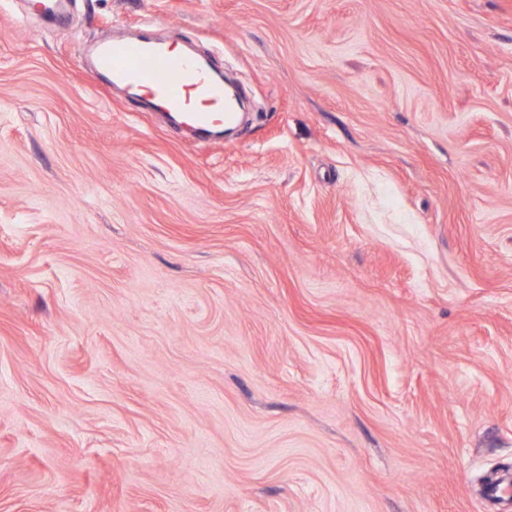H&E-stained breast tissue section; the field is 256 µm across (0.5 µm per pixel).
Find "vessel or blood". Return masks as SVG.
Returning <instances> with one entry per match:
<instances>
[{
  "mask_svg": "<svg viewBox=\"0 0 512 512\" xmlns=\"http://www.w3.org/2000/svg\"><path fill=\"white\" fill-rule=\"evenodd\" d=\"M92 76L173 114L203 135L220 133L236 119L237 106L227 101L224 82L207 61L173 52L146 30L125 38L100 37Z\"/></svg>",
  "mask_w": 512,
  "mask_h": 512,
  "instance_id": "1",
  "label": "vessel or blood"
}]
</instances>
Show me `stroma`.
<instances>
[{
  "label": "stroma",
  "instance_id": "1",
  "mask_svg": "<svg viewBox=\"0 0 512 512\" xmlns=\"http://www.w3.org/2000/svg\"><path fill=\"white\" fill-rule=\"evenodd\" d=\"M150 24L250 99L94 81ZM512 0H0V512H512Z\"/></svg>",
  "mask_w": 512,
  "mask_h": 512
}]
</instances>
